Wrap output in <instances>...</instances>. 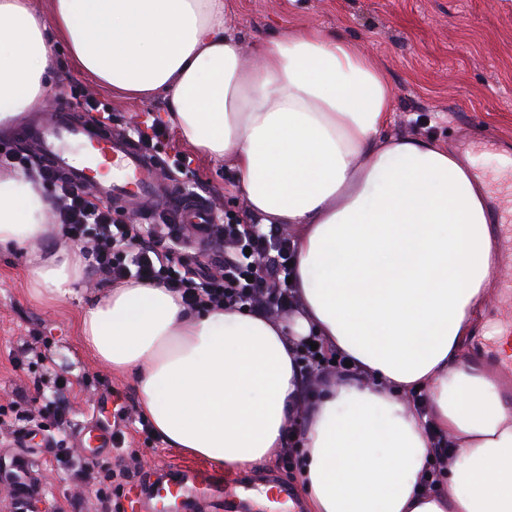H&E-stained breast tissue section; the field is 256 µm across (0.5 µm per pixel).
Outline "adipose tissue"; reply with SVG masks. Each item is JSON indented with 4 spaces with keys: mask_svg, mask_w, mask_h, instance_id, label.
Segmentation results:
<instances>
[{
    "mask_svg": "<svg viewBox=\"0 0 512 512\" xmlns=\"http://www.w3.org/2000/svg\"><path fill=\"white\" fill-rule=\"evenodd\" d=\"M62 40L79 73L225 161L248 220L295 224L297 310L192 309L159 283L114 286L80 308L81 340L129 376L155 432L221 470L267 463L301 433L311 512H512V401L464 354L493 276L486 186L435 139L395 137L388 81L364 49L319 28L268 39L245 66L224 0H0V127L45 108ZM53 202L0 171V247H20L37 296L90 282L58 248ZM350 372L308 409L301 341ZM448 442L433 485L431 433Z\"/></svg>",
    "mask_w": 512,
    "mask_h": 512,
    "instance_id": "obj_1",
    "label": "adipose tissue"
}]
</instances>
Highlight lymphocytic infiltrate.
Segmentation results:
<instances>
[{"mask_svg": "<svg viewBox=\"0 0 512 512\" xmlns=\"http://www.w3.org/2000/svg\"><path fill=\"white\" fill-rule=\"evenodd\" d=\"M2 166L23 171L50 191L56 222L88 259L98 286L158 281L192 307L238 306L276 317L293 308L290 240L277 225L257 235L240 223L205 228L213 262L181 270L180 255L196 240L176 234L174 225L115 222L109 204L30 157L0 151Z\"/></svg>", "mask_w": 512, "mask_h": 512, "instance_id": "lymphocytic-infiltrate-1", "label": "lymphocytic infiltrate"}]
</instances>
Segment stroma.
I'll return each mask as SVG.
<instances>
[{
    "label": "stroma",
    "instance_id": "stroma-1",
    "mask_svg": "<svg viewBox=\"0 0 512 512\" xmlns=\"http://www.w3.org/2000/svg\"><path fill=\"white\" fill-rule=\"evenodd\" d=\"M228 25L244 39L243 61L253 65L256 43L303 27H318L362 45L388 79L396 100L388 132L394 136L448 143L459 160L488 186L487 205L499 224L512 219V172L498 165V155L512 150V0H227ZM80 88L112 108V128L124 133L163 121L161 100L139 102L113 95L75 71L66 48L58 50L51 103L71 104ZM162 175L180 187L207 192L218 223L246 212L242 196L226 193L223 161L196 153L176 132L155 143ZM192 155L189 169L174 165L176 153ZM23 251L0 250V463L21 451L30 454L32 483L46 497L37 512H95L100 476L117 469L113 454L96 459L95 480L82 483L58 465L59 446L43 435L26 436L16 417L52 397L56 378L72 383L68 397L71 426L97 418L121 428L123 412L138 413L131 381L98 363L80 340L79 308L83 296L59 302L36 298L27 279ZM487 331L512 326V267L495 260L493 289L483 304ZM138 456L136 470L112 492V512H145L133 504L131 487L138 480L174 466H199L161 439L145 442L129 432ZM299 465L276 462L233 473L232 484L248 487L250 508L237 500L189 498L182 512H266L258 502L266 475L292 489L295 507L305 512Z\"/></svg>",
    "mask_w": 512,
    "mask_h": 512
}]
</instances>
